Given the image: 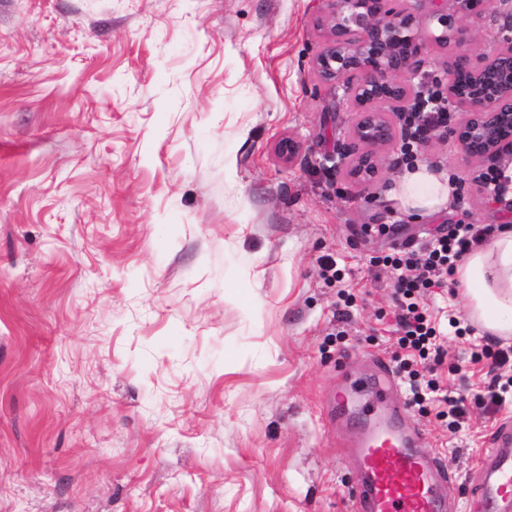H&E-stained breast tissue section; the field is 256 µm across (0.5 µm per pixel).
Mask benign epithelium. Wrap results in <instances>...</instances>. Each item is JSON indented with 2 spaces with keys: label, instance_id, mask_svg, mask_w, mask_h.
Masks as SVG:
<instances>
[{
  "label": "benign epithelium",
  "instance_id": "obj_1",
  "mask_svg": "<svg viewBox=\"0 0 512 512\" xmlns=\"http://www.w3.org/2000/svg\"><path fill=\"white\" fill-rule=\"evenodd\" d=\"M324 2L316 21L321 45L312 69L322 84L346 87L353 112L351 142L335 153L336 169L360 186H372L387 152L410 140L421 147L428 141V133L413 132L420 97L414 80L431 75V42L457 47L435 85L440 100L457 115L445 135L459 159L491 171L502 158H512V0H456L478 20L487 9L503 19L480 50L448 17L447 0H422L423 13L404 0ZM276 152L291 163L299 146L288 137L278 142Z\"/></svg>",
  "mask_w": 512,
  "mask_h": 512
}]
</instances>
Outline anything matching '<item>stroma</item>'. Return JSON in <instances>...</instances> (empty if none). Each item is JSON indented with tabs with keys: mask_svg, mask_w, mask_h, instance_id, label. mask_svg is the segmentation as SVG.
I'll return each instance as SVG.
<instances>
[{
	"mask_svg": "<svg viewBox=\"0 0 512 512\" xmlns=\"http://www.w3.org/2000/svg\"><path fill=\"white\" fill-rule=\"evenodd\" d=\"M321 5L0 0V512H353L338 442L359 428L325 402L395 350L379 259L505 223L512 193L436 136L418 159L456 190L432 219L386 200L401 151L373 186L344 179L352 114L310 70ZM483 344L441 341L459 432L396 394L456 477L451 512L512 421L480 402L508 378L472 362Z\"/></svg>",
	"mask_w": 512,
	"mask_h": 512,
	"instance_id": "stroma-1",
	"label": "stroma"
}]
</instances>
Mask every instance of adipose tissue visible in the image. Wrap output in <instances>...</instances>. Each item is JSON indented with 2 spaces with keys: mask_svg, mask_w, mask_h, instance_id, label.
<instances>
[{
  "mask_svg": "<svg viewBox=\"0 0 512 512\" xmlns=\"http://www.w3.org/2000/svg\"><path fill=\"white\" fill-rule=\"evenodd\" d=\"M454 186L445 172L417 162L406 166L387 199L405 214L425 219L446 209ZM469 318L495 336L512 335V226L502 227L484 246L467 254L456 269Z\"/></svg>",
  "mask_w": 512,
  "mask_h": 512,
  "instance_id": "obj_1",
  "label": "adipose tissue"
}]
</instances>
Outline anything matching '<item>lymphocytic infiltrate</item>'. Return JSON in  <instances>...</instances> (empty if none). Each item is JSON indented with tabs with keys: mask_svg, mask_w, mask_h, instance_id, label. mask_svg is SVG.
I'll return each mask as SVG.
<instances>
[{
	"mask_svg": "<svg viewBox=\"0 0 512 512\" xmlns=\"http://www.w3.org/2000/svg\"><path fill=\"white\" fill-rule=\"evenodd\" d=\"M494 230L491 224H453L438 229L424 247L415 249L405 243L383 258L394 275L399 310L393 360L397 374L409 383L415 405L441 399V388L433 377L441 359L438 330L418 299L426 289L443 287L445 277L454 275L462 258L473 247L486 242Z\"/></svg>",
	"mask_w": 512,
	"mask_h": 512,
	"instance_id": "lymphocytic-infiltrate-1",
	"label": "lymphocytic infiltrate"
}]
</instances>
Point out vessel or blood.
Returning a JSON list of instances; mask_svg holds the SVG:
<instances>
[{"mask_svg":"<svg viewBox=\"0 0 512 512\" xmlns=\"http://www.w3.org/2000/svg\"><path fill=\"white\" fill-rule=\"evenodd\" d=\"M396 388L393 368L379 361L368 395L370 424L349 453L355 512H448L444 488L453 477L393 400ZM472 481L482 512H512L511 423L495 429Z\"/></svg>","mask_w":512,"mask_h":512,"instance_id":"obj_1","label":"vessel or blood"}]
</instances>
